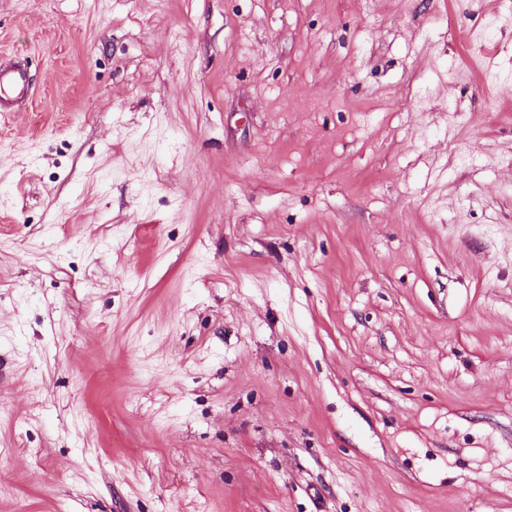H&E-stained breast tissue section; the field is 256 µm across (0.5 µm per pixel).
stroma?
Masks as SVG:
<instances>
[{"instance_id":"35a3bbf8","label":"stroma","mask_w":512,"mask_h":512,"mask_svg":"<svg viewBox=\"0 0 512 512\" xmlns=\"http://www.w3.org/2000/svg\"><path fill=\"white\" fill-rule=\"evenodd\" d=\"M3 53L0 512H512V0H0ZM30 94V70L26 59L0 60V112H15Z\"/></svg>"}]
</instances>
